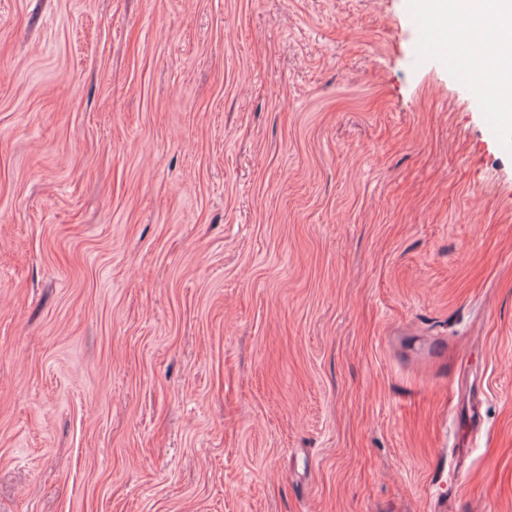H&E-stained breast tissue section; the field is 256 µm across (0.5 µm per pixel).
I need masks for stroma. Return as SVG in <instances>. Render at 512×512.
Listing matches in <instances>:
<instances>
[{"label":"stroma","instance_id":"1","mask_svg":"<svg viewBox=\"0 0 512 512\" xmlns=\"http://www.w3.org/2000/svg\"><path fill=\"white\" fill-rule=\"evenodd\" d=\"M418 42L0 0V512H512V148Z\"/></svg>","mask_w":512,"mask_h":512}]
</instances>
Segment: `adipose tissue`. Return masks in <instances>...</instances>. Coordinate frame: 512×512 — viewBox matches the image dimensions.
<instances>
[{
	"label": "adipose tissue",
	"instance_id": "adipose-tissue-1",
	"mask_svg": "<svg viewBox=\"0 0 512 512\" xmlns=\"http://www.w3.org/2000/svg\"><path fill=\"white\" fill-rule=\"evenodd\" d=\"M420 10L452 41L473 29L490 30L491 38L471 39L462 61L488 69L501 95L512 94V0H420Z\"/></svg>",
	"mask_w": 512,
	"mask_h": 512
}]
</instances>
